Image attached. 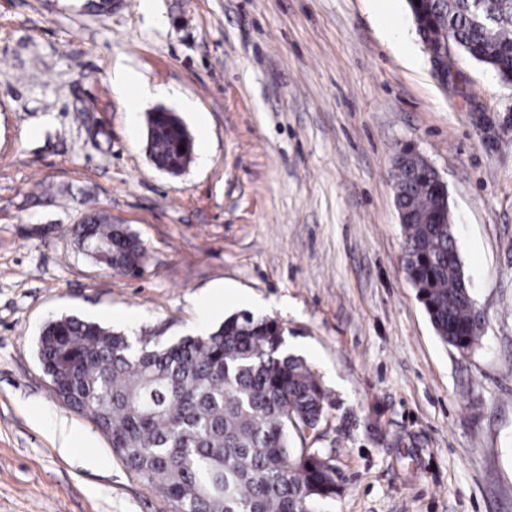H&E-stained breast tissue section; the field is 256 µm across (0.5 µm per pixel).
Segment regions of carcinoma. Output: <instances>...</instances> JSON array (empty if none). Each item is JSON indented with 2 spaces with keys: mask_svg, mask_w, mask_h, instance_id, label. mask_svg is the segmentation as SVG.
Masks as SVG:
<instances>
[{
  "mask_svg": "<svg viewBox=\"0 0 512 512\" xmlns=\"http://www.w3.org/2000/svg\"><path fill=\"white\" fill-rule=\"evenodd\" d=\"M425 52L444 40L512 85V0H407ZM149 158L183 170L194 140L173 112H150ZM394 200L404 229L402 261L440 339L467 354L480 322L450 212L427 159L404 148ZM68 233L96 261L130 273L144 247L104 216ZM54 394L108 436L125 466L176 512H313L336 494V467L294 435L315 428L330 403L306 361L288 352L276 320L243 311L202 335L167 344L65 315L38 339Z\"/></svg>",
  "mask_w": 512,
  "mask_h": 512,
  "instance_id": "cac0c4a2",
  "label": "carcinoma"
}]
</instances>
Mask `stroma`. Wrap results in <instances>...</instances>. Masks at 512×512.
<instances>
[{"mask_svg":"<svg viewBox=\"0 0 512 512\" xmlns=\"http://www.w3.org/2000/svg\"><path fill=\"white\" fill-rule=\"evenodd\" d=\"M85 2L0 0V512H170L53 395L47 319L175 341L245 310L329 396L295 438L336 466L315 512H512V86L457 51L464 92L445 91L406 0ZM127 69L151 97L115 91ZM158 108L195 142L176 176L146 154ZM407 146L446 182L484 314L465 355L403 268ZM97 210L139 235V273L68 235Z\"/></svg>","mask_w":512,"mask_h":512,"instance_id":"1","label":"stroma"}]
</instances>
